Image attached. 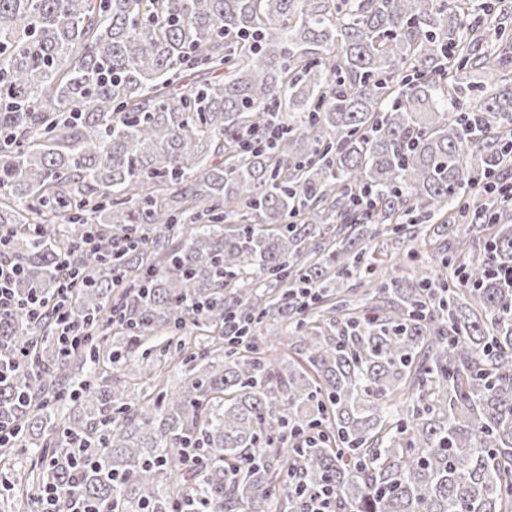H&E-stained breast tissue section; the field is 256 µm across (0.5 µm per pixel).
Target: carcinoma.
Segmentation results:
<instances>
[{
	"label": "carcinoma",
	"mask_w": 512,
	"mask_h": 512,
	"mask_svg": "<svg viewBox=\"0 0 512 512\" xmlns=\"http://www.w3.org/2000/svg\"><path fill=\"white\" fill-rule=\"evenodd\" d=\"M481 11L0 0L4 258L21 301L76 277L84 336L0 316V350L32 351L0 379V460L50 456L28 482L103 512H300L324 487L336 512H512V210L472 190L512 169L489 52L512 26ZM382 234L414 274L373 260ZM226 316L289 328L293 358ZM157 350L194 366L141 402L112 367Z\"/></svg>",
	"instance_id": "obj_1"
}]
</instances>
